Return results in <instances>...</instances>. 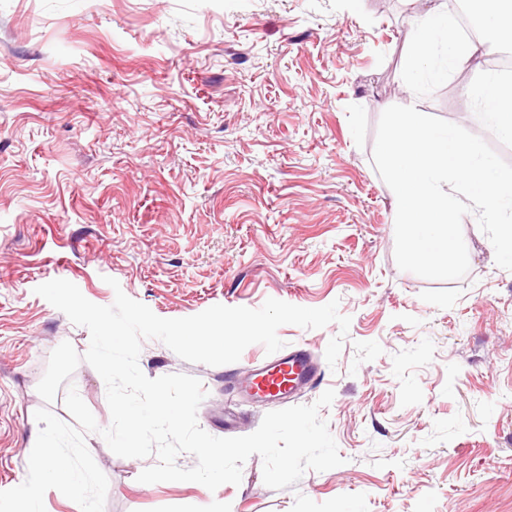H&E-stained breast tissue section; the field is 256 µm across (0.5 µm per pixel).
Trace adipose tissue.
<instances>
[{
	"label": "adipose tissue",
	"instance_id": "obj_1",
	"mask_svg": "<svg viewBox=\"0 0 512 512\" xmlns=\"http://www.w3.org/2000/svg\"><path fill=\"white\" fill-rule=\"evenodd\" d=\"M414 28L412 49L407 58L410 72H420L435 47H443L448 68L466 65L480 47L512 41V0H478L485 17L484 36L474 44L456 38L448 22L446 0H407ZM477 113L500 133L512 135V80L494 71L481 72L470 87Z\"/></svg>",
	"mask_w": 512,
	"mask_h": 512
}]
</instances>
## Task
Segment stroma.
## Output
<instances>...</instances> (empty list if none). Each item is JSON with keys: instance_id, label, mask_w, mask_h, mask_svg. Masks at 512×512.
<instances>
[{"instance_id": "stroma-1", "label": "stroma", "mask_w": 512, "mask_h": 512, "mask_svg": "<svg viewBox=\"0 0 512 512\" xmlns=\"http://www.w3.org/2000/svg\"><path fill=\"white\" fill-rule=\"evenodd\" d=\"M411 33L403 0H0V490L27 477L38 409L73 421L37 392L55 347H89L34 292L65 279L168 319L270 298L334 301L351 319L333 367L337 324L278 330L321 370L295 404L334 390L320 416L344 459L280 490L256 454L214 491L139 482L158 458L109 449L106 385L80 363L69 383L99 426L85 442L108 478L104 512H512V271L474 223L464 278L400 270L394 193L372 164L392 105L498 152L512 140L467 92L488 56L418 82ZM266 358L253 344L208 366L146 339L139 366L198 378L199 426L238 437L279 408L228 387Z\"/></svg>"}]
</instances>
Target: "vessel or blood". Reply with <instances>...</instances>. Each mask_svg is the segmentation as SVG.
I'll list each match as a JSON object with an SVG mask.
<instances>
[{"instance_id":"b4317fda","label":"vessel or blood","mask_w":512,"mask_h":512,"mask_svg":"<svg viewBox=\"0 0 512 512\" xmlns=\"http://www.w3.org/2000/svg\"><path fill=\"white\" fill-rule=\"evenodd\" d=\"M319 372L312 353L302 347L275 357L247 375L235 380L234 385L250 402L280 401L316 384Z\"/></svg>"}]
</instances>
